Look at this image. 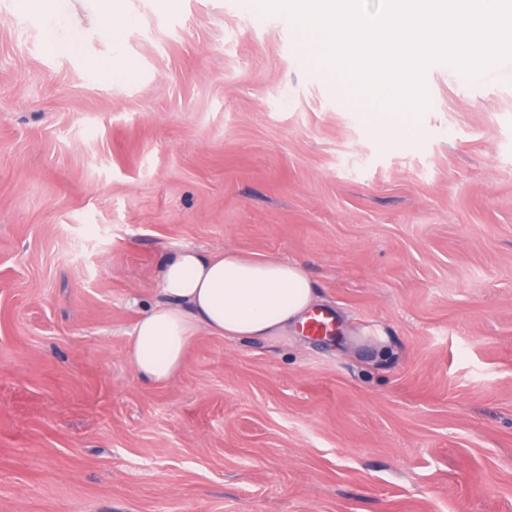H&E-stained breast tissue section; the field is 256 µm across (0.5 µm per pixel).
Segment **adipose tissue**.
Listing matches in <instances>:
<instances>
[{"label":"adipose tissue","mask_w":512,"mask_h":512,"mask_svg":"<svg viewBox=\"0 0 512 512\" xmlns=\"http://www.w3.org/2000/svg\"><path fill=\"white\" fill-rule=\"evenodd\" d=\"M160 279L169 301L138 321L129 348L136 373L152 383L175 376L200 330L232 341L280 336L317 300L299 264L231 250H177L163 261Z\"/></svg>","instance_id":"adipose-tissue-1"}]
</instances>
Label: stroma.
<instances>
[{"label": "stroma", "instance_id": "1", "mask_svg": "<svg viewBox=\"0 0 512 512\" xmlns=\"http://www.w3.org/2000/svg\"><path fill=\"white\" fill-rule=\"evenodd\" d=\"M427 106L247 0H0V512H512V61ZM302 266L340 340L129 361L172 251Z\"/></svg>", "mask_w": 512, "mask_h": 512}]
</instances>
